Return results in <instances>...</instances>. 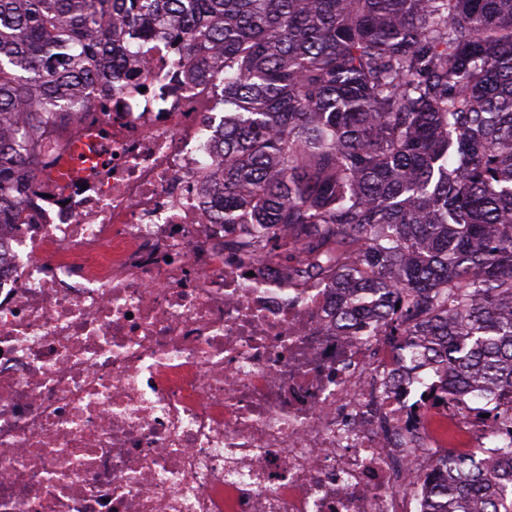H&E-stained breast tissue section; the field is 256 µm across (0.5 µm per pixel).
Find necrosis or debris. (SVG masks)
<instances>
[{
	"instance_id": "necrosis-or-debris-1",
	"label": "necrosis or debris",
	"mask_w": 512,
	"mask_h": 512,
	"mask_svg": "<svg viewBox=\"0 0 512 512\" xmlns=\"http://www.w3.org/2000/svg\"><path fill=\"white\" fill-rule=\"evenodd\" d=\"M126 42L0 226V512H428L437 458L487 448L512 394L423 399L383 331L329 319L332 282L225 253L224 72Z\"/></svg>"
}]
</instances>
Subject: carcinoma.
Listing matches in <instances>:
<instances>
[{
	"instance_id": "obj_1",
	"label": "carcinoma",
	"mask_w": 512,
	"mask_h": 512,
	"mask_svg": "<svg viewBox=\"0 0 512 512\" xmlns=\"http://www.w3.org/2000/svg\"><path fill=\"white\" fill-rule=\"evenodd\" d=\"M116 19L169 26L197 80L224 69L207 203L240 249L288 231L302 276L346 289L341 329L371 316L450 385L512 393V0H0V216L51 109L123 56ZM491 446L439 459L433 512H512L511 421Z\"/></svg>"
}]
</instances>
